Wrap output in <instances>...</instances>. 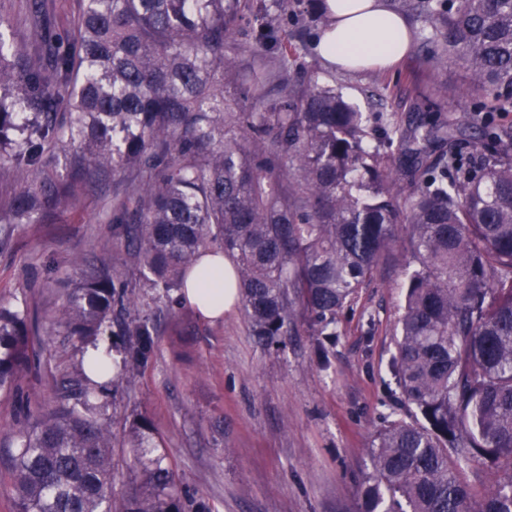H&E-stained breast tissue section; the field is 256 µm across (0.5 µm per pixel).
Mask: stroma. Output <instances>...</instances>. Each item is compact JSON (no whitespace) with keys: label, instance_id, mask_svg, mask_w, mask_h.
I'll list each match as a JSON object with an SVG mask.
<instances>
[{"label":"stroma","instance_id":"1","mask_svg":"<svg viewBox=\"0 0 512 512\" xmlns=\"http://www.w3.org/2000/svg\"><path fill=\"white\" fill-rule=\"evenodd\" d=\"M405 18L414 46L394 65L342 71L323 62L316 73L370 116L376 140L387 121L415 120L421 97L440 85L448 96L438 100V111L475 116V103L460 93L458 71L423 55V17ZM117 187L112 178L79 187L72 208L20 225L0 244V304L27 309L31 333L45 342L20 380L0 391V512H14L11 433L52 406L56 379L80 357L77 337H50L46 330L75 283L74 258L112 255L108 209ZM402 280L399 269L383 270L340 314L325 366L317 337L304 325L265 345L252 336L242 307L212 321L139 289L157 334L152 360L106 398L115 503L137 485L123 441L134 416L143 414L167 448L183 493L213 512H357L370 470L367 449L398 395L390 364Z\"/></svg>","mask_w":512,"mask_h":512}]
</instances>
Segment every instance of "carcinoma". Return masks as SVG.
<instances>
[{
  "label": "carcinoma",
  "mask_w": 512,
  "mask_h": 512,
  "mask_svg": "<svg viewBox=\"0 0 512 512\" xmlns=\"http://www.w3.org/2000/svg\"><path fill=\"white\" fill-rule=\"evenodd\" d=\"M302 0H85L61 35L29 0L45 51L24 53L0 11V242L48 206L67 209L68 163L121 176L112 270L80 275L47 335L122 336L103 371L79 360L54 406L13 435L15 512H112L105 395L152 359L156 327L119 273L174 302L209 253L235 266L252 334L268 344L306 324L322 354L336 320L393 264L405 276L391 374L393 419L375 435L358 512H512V0H403L431 23L422 48L482 101L480 146L466 121L433 111L368 144L369 119L318 61L290 60ZM27 312L0 305V391L30 361ZM139 488L123 512H212L179 490L148 417L129 424Z\"/></svg>",
  "instance_id": "obj_1"
}]
</instances>
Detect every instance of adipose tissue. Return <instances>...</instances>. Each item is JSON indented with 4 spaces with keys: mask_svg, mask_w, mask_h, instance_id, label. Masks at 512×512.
<instances>
[{
    "mask_svg": "<svg viewBox=\"0 0 512 512\" xmlns=\"http://www.w3.org/2000/svg\"><path fill=\"white\" fill-rule=\"evenodd\" d=\"M333 18L317 42L318 53L333 67L362 70L388 67L403 58L411 47L410 28L386 0H325ZM204 267L220 272L216 286L203 287L197 274H190L184 301L208 320L222 319L236 301L234 270L223 255L203 258Z\"/></svg>",
    "mask_w": 512,
    "mask_h": 512,
    "instance_id": "adipose-tissue-1",
    "label": "adipose tissue"
}]
</instances>
